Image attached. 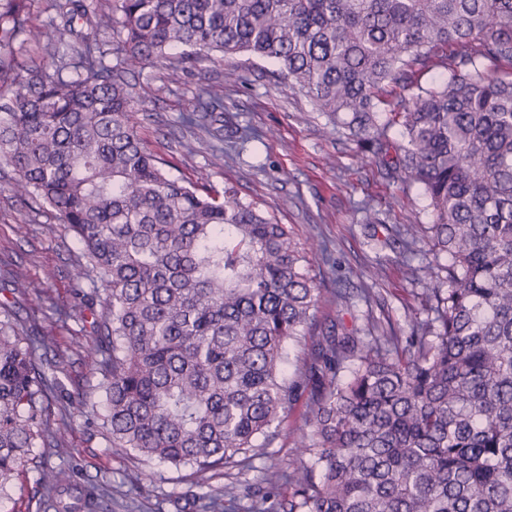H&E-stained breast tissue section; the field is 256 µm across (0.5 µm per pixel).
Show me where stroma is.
Returning a JSON list of instances; mask_svg holds the SVG:
<instances>
[{"label":"stroma","instance_id":"obj_1","mask_svg":"<svg viewBox=\"0 0 512 512\" xmlns=\"http://www.w3.org/2000/svg\"><path fill=\"white\" fill-rule=\"evenodd\" d=\"M275 65L248 54L225 57L222 64L194 66L171 81L162 66L143 70L147 111L139 134L148 149L165 159L185 179L207 176L215 189L230 185L278 223L293 228L299 242L326 243L339 266L330 268L314 258L313 273L323 290L315 316L318 324L338 323L340 329H366L369 318L401 326L417 316L414 297L420 289L410 273L389 263L388 250L370 238L368 212L387 224H428L432 216L419 188L393 185L384 172L362 158L357 145L328 132L325 119L311 101L277 83ZM223 84L225 103L238 108V121L263 137L225 147L224 162L212 164L208 139L182 128L183 113L194 108L201 81ZM10 170L0 171V303L13 300L12 270L25 268L30 277L49 278L42 297L17 302L20 317H35L48 336L50 355L59 358L57 378L68 390L93 388L98 379L83 355L90 342L91 322L62 318L75 303L71 276L79 246L53 212L21 207L8 190ZM384 262L378 280L372 266ZM344 277L348 297L336 299L331 289ZM304 401L291 406L267 455L226 468L213 488L250 486L262 491L277 486L287 492L285 477L293 467L294 448L304 428ZM101 405L72 410L64 434L80 471L79 480L106 485L112 512H194L184 495L190 487L187 470L163 463L144 465L131 452L108 447L96 428Z\"/></svg>","mask_w":512,"mask_h":512}]
</instances>
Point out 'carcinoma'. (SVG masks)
I'll use <instances>...</instances> for the list:
<instances>
[{
	"mask_svg": "<svg viewBox=\"0 0 512 512\" xmlns=\"http://www.w3.org/2000/svg\"><path fill=\"white\" fill-rule=\"evenodd\" d=\"M31 2L0 0V164L12 195L54 210L80 245V304L62 314L91 315L109 447L188 467L201 512H239L212 473L264 454L305 394L288 496L250 512H512V0H65L44 30ZM32 41L42 55L24 63ZM238 53L275 62L331 129L421 189L432 223L382 225L392 262L423 284L408 333L324 330L288 225L229 186L173 176L139 137L137 69ZM183 122L218 162L224 137H261L221 84ZM428 254L448 263L413 265ZM12 279L22 296L48 286ZM0 314V499L34 470L54 512H111L105 487L73 488L31 455L68 454L65 419L87 393H62L37 324Z\"/></svg>",
	"mask_w": 512,
	"mask_h": 512,
	"instance_id": "1",
	"label": "carcinoma"
}]
</instances>
